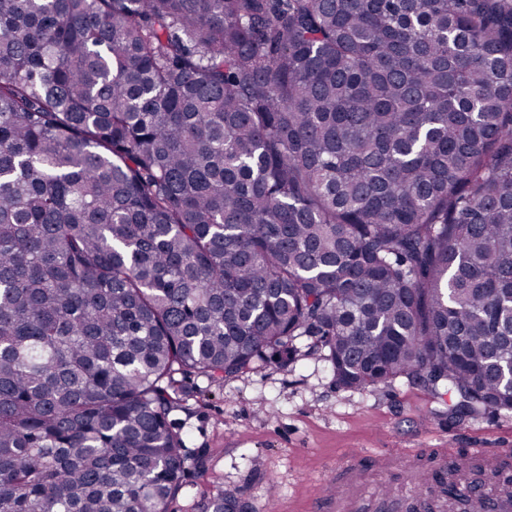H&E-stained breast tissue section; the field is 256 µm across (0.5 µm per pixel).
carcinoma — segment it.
Wrapping results in <instances>:
<instances>
[{
	"mask_svg": "<svg viewBox=\"0 0 512 512\" xmlns=\"http://www.w3.org/2000/svg\"><path fill=\"white\" fill-rule=\"evenodd\" d=\"M301 343L512 411V0H0V512H167Z\"/></svg>",
	"mask_w": 512,
	"mask_h": 512,
	"instance_id": "cac0c4a2",
	"label": "carcinoma"
}]
</instances>
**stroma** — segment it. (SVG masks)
I'll use <instances>...</instances> for the list:
<instances>
[{
  "mask_svg": "<svg viewBox=\"0 0 512 512\" xmlns=\"http://www.w3.org/2000/svg\"><path fill=\"white\" fill-rule=\"evenodd\" d=\"M186 445L209 452L204 472L189 477L169 512H199L217 490L238 492L254 512H312L336 462L347 449L395 457L423 448L512 449V412L450 418L449 397L399 379L374 391L338 387L316 354L288 367L265 363L218 385L197 378L179 382ZM411 469L388 477L365 470L364 512H415Z\"/></svg>",
  "mask_w": 512,
  "mask_h": 512,
  "instance_id": "35a3bbf8",
  "label": "stroma"
}]
</instances>
